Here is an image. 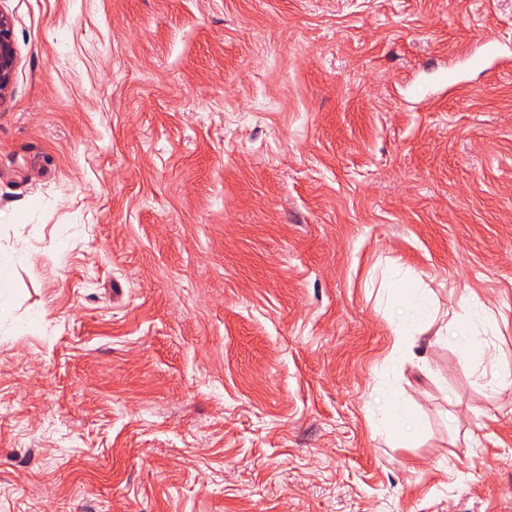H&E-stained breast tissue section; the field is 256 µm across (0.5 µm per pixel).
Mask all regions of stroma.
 I'll list each match as a JSON object with an SVG mask.
<instances>
[{
	"mask_svg": "<svg viewBox=\"0 0 512 512\" xmlns=\"http://www.w3.org/2000/svg\"><path fill=\"white\" fill-rule=\"evenodd\" d=\"M0 7V512H512V0ZM16 66L13 24L10 15L0 10V101L8 95ZM504 43L495 39H483L476 43L474 49L466 56L470 64L482 63L489 57H497L504 52ZM392 278L394 279L395 289L401 295V299L413 311V314L395 322L391 354L396 356L405 351L412 354L416 341L414 336L419 332L421 326H426V328L433 326L436 323V316L433 315L431 310L430 294L422 287L420 282L405 279L400 270L393 271ZM415 317L417 319L411 321ZM487 322L488 316L483 309H478L474 305L464 303L461 307V312L455 313L448 322L439 327L436 335L445 336L443 331L448 335V333L459 329L464 323L468 324L474 330L478 325H485Z\"/></svg>",
	"mask_w": 512,
	"mask_h": 512,
	"instance_id": "stroma-1",
	"label": "stroma"
}]
</instances>
